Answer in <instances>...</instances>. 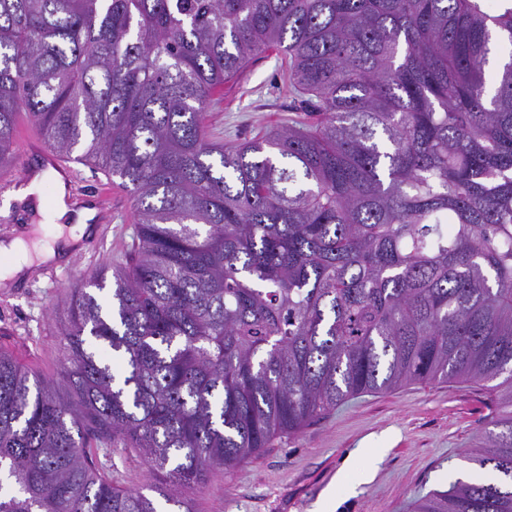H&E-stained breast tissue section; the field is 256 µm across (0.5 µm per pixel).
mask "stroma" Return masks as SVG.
Returning a JSON list of instances; mask_svg holds the SVG:
<instances>
[{"instance_id":"1","label":"stroma","mask_w":512,"mask_h":512,"mask_svg":"<svg viewBox=\"0 0 512 512\" xmlns=\"http://www.w3.org/2000/svg\"><path fill=\"white\" fill-rule=\"evenodd\" d=\"M287 73V60L277 51L252 58L212 102L209 134L235 145L294 125L301 118L299 95L289 88ZM77 171V192L111 184V224L92 228L68 259L33 262L0 283V349L51 380L61 374L71 289L124 263L137 232L130 192L110 183L97 167L81 164ZM0 212L17 215L14 223H0V242L51 241L52 225L29 200L9 194L0 198ZM491 416L488 391L470 382L413 383L364 393L297 434L275 439L234 471L215 473L206 486L181 485L175 493L193 500L196 512H314L320 504L328 512H414L418 500L447 490L454 473H478L468 453L482 443ZM105 463L123 486L149 482L137 449L121 450Z\"/></svg>"}]
</instances>
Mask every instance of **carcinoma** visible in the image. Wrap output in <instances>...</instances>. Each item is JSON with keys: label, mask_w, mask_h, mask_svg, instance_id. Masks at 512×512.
<instances>
[{"label": "carcinoma", "mask_w": 512, "mask_h": 512, "mask_svg": "<svg viewBox=\"0 0 512 512\" xmlns=\"http://www.w3.org/2000/svg\"><path fill=\"white\" fill-rule=\"evenodd\" d=\"M512 7L486 0H0L17 116L129 187L111 309L74 291L61 381L0 351V512H158L347 398L488 386L485 473L416 512H512ZM277 50L306 118L234 147L213 93ZM101 460L107 466L112 465V479L118 477L125 487H144L149 483L148 465L135 448L120 450Z\"/></svg>", "instance_id": "obj_1"}]
</instances>
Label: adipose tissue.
<instances>
[{
    "instance_id": "ef3b65f1",
    "label": "adipose tissue",
    "mask_w": 512,
    "mask_h": 512,
    "mask_svg": "<svg viewBox=\"0 0 512 512\" xmlns=\"http://www.w3.org/2000/svg\"><path fill=\"white\" fill-rule=\"evenodd\" d=\"M43 179L53 181L56 186V195L45 212V217L49 223L56 224L72 214L66 202V190L63 181H60L57 174L52 171H46L42 174ZM77 216V222L71 225L68 231H57L53 242L47 243L39 252L38 257L41 262H57L64 260L75 249L83 237L89 233V219H92L91 209L84 208L74 212Z\"/></svg>"
}]
</instances>
